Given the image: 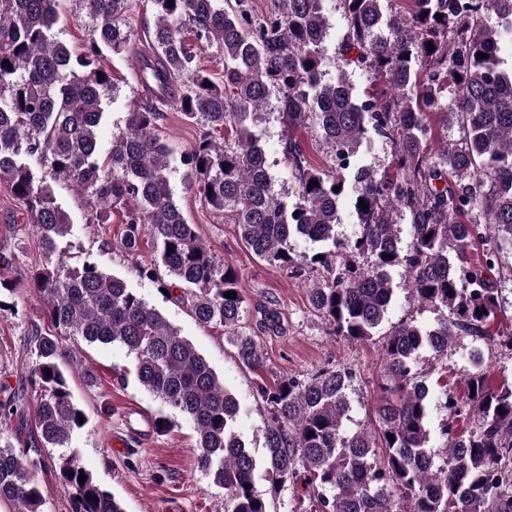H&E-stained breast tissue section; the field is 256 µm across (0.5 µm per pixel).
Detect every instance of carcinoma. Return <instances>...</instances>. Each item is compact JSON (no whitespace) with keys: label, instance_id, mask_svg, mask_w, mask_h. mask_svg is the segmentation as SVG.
<instances>
[{"label":"carcinoma","instance_id":"1","mask_svg":"<svg viewBox=\"0 0 512 512\" xmlns=\"http://www.w3.org/2000/svg\"><path fill=\"white\" fill-rule=\"evenodd\" d=\"M149 2L156 23L140 80L150 96L128 113L101 164L98 129L110 75L100 56L135 44L132 0H85L97 25L79 54L54 38L58 0H0V89L7 92L0 101V181L25 204L46 256L29 286L56 329L30 336L29 383L36 395L30 446L12 442L29 409L22 390L0 393V500L17 503L18 512H43L45 496L33 477L47 466L40 449L68 446L83 427L84 412L64 372L73 356L63 337L79 336L123 347L144 389L193 425L197 468L224 487L226 512H267L254 491L256 459L235 431L239 401L208 361L124 279L87 261L72 266L59 251L71 217L56 203L52 182L63 179L102 207L130 197L138 207L127 215L125 252L138 251L142 236L150 235L156 261L185 286L196 320L236 329L244 311L238 274L216 260L173 199L172 151L157 128L162 107L175 100L186 118H202L214 133H234L230 146L205 135L179 162L206 203L231 216L255 256L290 261L293 236L330 247L316 260L329 277L310 290L309 301L334 335L372 341L392 300L393 268L406 272L413 298L447 311L433 327L405 322L387 334L372 431L344 428L353 379L347 369L321 368L303 381L260 388L270 413L262 438L271 487L305 480L309 512H512V386L492 388L473 363L465 399L444 403L447 461L439 467L429 449L432 397L418 372L423 351L441 358L461 334L512 350V333L490 330L503 301L491 271L503 253H512V65L500 55L502 45L512 46V0H409L407 16L384 12L383 0H341V52L355 53L351 62L381 84L362 101L345 73L324 79L322 0H271L263 17L251 14L247 0ZM185 27L198 44L222 48L220 81L194 65L181 38ZM445 91L451 100L442 106ZM273 94L283 101L288 126H317L337 159L333 172L324 173L299 142L288 141L298 185L292 203L275 193L260 136L246 125L258 120ZM441 107L458 137L434 156L427 116ZM368 133L391 144L396 174L379 176L352 160L353 146ZM312 180L317 184L310 188ZM345 197L357 228L342 240L336 224ZM399 219L410 226L406 246ZM477 245L482 258L473 263L468 252ZM228 291L236 298H226ZM233 345L242 365H262L253 337L236 334ZM471 414L479 424L454 433ZM57 467L74 489L73 512H123L91 474L79 483L76 452L60 456Z\"/></svg>","mask_w":512,"mask_h":512}]
</instances>
